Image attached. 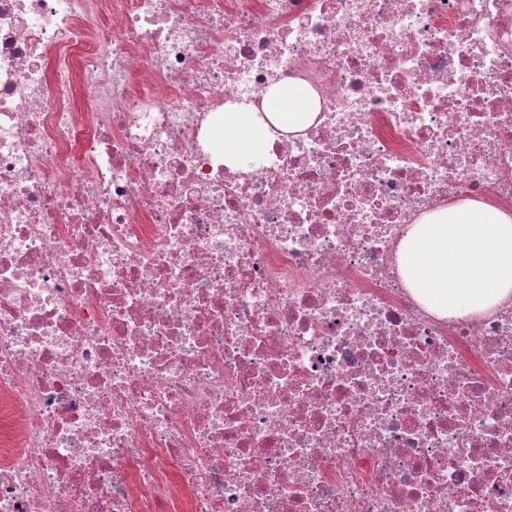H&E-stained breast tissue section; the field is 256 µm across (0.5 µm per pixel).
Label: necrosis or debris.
<instances>
[{
  "instance_id": "necrosis-or-debris-1",
  "label": "necrosis or debris",
  "mask_w": 512,
  "mask_h": 512,
  "mask_svg": "<svg viewBox=\"0 0 512 512\" xmlns=\"http://www.w3.org/2000/svg\"><path fill=\"white\" fill-rule=\"evenodd\" d=\"M293 78L246 168L210 130ZM512 206V0H0V512H512V299L397 248ZM317 114L318 102L311 88L300 80L285 79L263 97L261 112L251 103H225L224 121L213 127L211 140L218 152H224L225 165L245 167L271 146L275 131H303Z\"/></svg>"
}]
</instances>
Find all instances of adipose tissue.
<instances>
[{
    "label": "adipose tissue",
    "instance_id": "1",
    "mask_svg": "<svg viewBox=\"0 0 512 512\" xmlns=\"http://www.w3.org/2000/svg\"><path fill=\"white\" fill-rule=\"evenodd\" d=\"M318 114L315 93L296 79L275 84L261 106L228 103L224 121L214 127L211 140L223 152L225 165L244 167L256 161L272 144L275 132H299L310 127Z\"/></svg>",
    "mask_w": 512,
    "mask_h": 512
}]
</instances>
